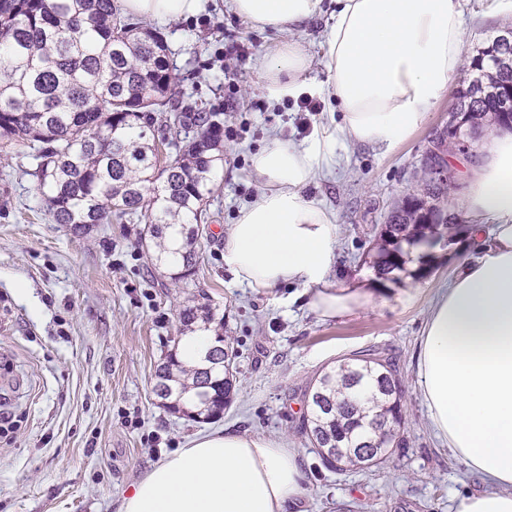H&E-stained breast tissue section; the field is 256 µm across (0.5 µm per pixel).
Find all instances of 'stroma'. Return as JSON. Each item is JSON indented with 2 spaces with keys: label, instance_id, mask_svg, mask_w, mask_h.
Returning a JSON list of instances; mask_svg holds the SVG:
<instances>
[{
  "label": "stroma",
  "instance_id": "1",
  "mask_svg": "<svg viewBox=\"0 0 512 512\" xmlns=\"http://www.w3.org/2000/svg\"><path fill=\"white\" fill-rule=\"evenodd\" d=\"M465 55L512 28L495 0H463ZM327 20L299 38L310 63L303 80L320 86L319 111L299 100L271 102L264 66L282 40L233 15L227 0H204L191 17L157 22L172 51L173 99L224 114V163L207 203L209 232L189 283L171 281L152 258L137 224H95L84 233L55 223L40 202L28 149H0V512H119L129 487L163 456L217 428L259 434L299 449L304 472L293 512H451L456 490L480 482L434 435L420 402L415 353L428 304L459 259L462 238L446 247L425 280L405 274L379 281L367 310L322 319L298 287L258 290L235 282L224 266V228L261 188L249 177L271 136L298 143L325 123L336 104L325 92ZM248 40L245 63L225 58ZM467 77L459 69L445 102L392 152L347 149L343 171L319 177L306 193L322 201L341 228L338 281L375 278L376 241L390 212L423 198L426 163L448 127L450 104ZM209 303L224 316L237 352L233 402L219 418L198 422L166 410L153 392L155 372L174 347L179 312ZM397 360L405 386L403 448L366 470H326L300 423L306 391L325 368L364 350Z\"/></svg>",
  "mask_w": 512,
  "mask_h": 512
}]
</instances>
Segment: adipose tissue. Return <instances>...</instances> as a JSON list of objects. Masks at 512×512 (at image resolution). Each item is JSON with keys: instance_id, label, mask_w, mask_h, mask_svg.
<instances>
[{"instance_id": "ef3b65f1", "label": "adipose tissue", "mask_w": 512, "mask_h": 512, "mask_svg": "<svg viewBox=\"0 0 512 512\" xmlns=\"http://www.w3.org/2000/svg\"><path fill=\"white\" fill-rule=\"evenodd\" d=\"M324 33L327 90L341 117L302 142L271 139L250 175L261 192L224 232V265L250 288L288 281L310 290L323 319L369 303L364 280L338 284L339 227L305 195L341 166L347 144L390 151L424 124L462 64L461 0H335ZM323 0H229L250 25L288 34L265 65L276 103L308 86L309 56L296 33L323 13ZM134 16L196 15L202 0H120ZM465 202L475 248L433 298L417 355L429 423L483 491L457 494L453 512H512V131L483 139ZM297 449L216 429L190 439L135 482L120 512H288L300 495Z\"/></svg>"}]
</instances>
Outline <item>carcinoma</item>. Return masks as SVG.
Listing matches in <instances>:
<instances>
[{
  "mask_svg": "<svg viewBox=\"0 0 512 512\" xmlns=\"http://www.w3.org/2000/svg\"><path fill=\"white\" fill-rule=\"evenodd\" d=\"M170 49L157 29L124 15L115 0H0V141L39 144L32 176L56 223L82 233L93 224L144 223L156 260L187 282L199 262L197 242L206 218L214 172L224 161L220 113L173 102ZM473 79L460 92L456 113L472 135L501 126L512 103V43L490 40L470 57ZM167 113L172 139L156 142L146 128ZM188 139L185 145L179 136ZM453 179L426 183V199L392 211L381 229L374 268L381 278L403 269L402 243H451L460 224H427L422 210L450 214L440 205ZM432 204H427V200ZM180 336L213 330L201 368H186L172 351L158 366L154 390L162 405L193 420L223 414L233 399L235 354L220 333L224 318L208 305L179 312ZM373 389L379 410L369 414L345 397ZM399 369L389 356L363 353L317 377L302 432L329 471L376 466L404 447Z\"/></svg>",
  "mask_w": 512,
  "mask_h": 512,
  "instance_id": "cac0c4a2",
  "label": "carcinoma"
}]
</instances>
